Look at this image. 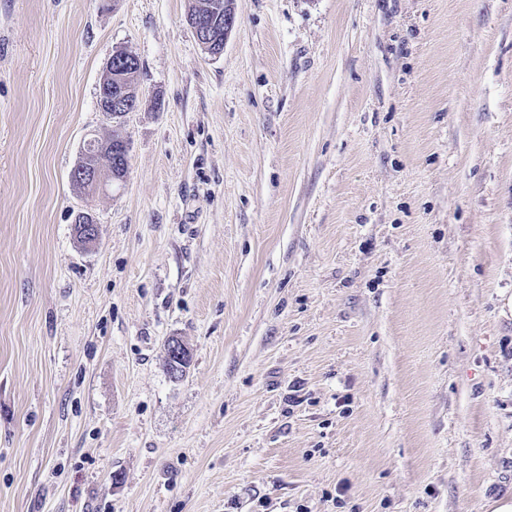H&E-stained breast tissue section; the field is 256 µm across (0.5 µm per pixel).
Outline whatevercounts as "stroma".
<instances>
[{
	"label": "stroma",
	"mask_w": 512,
	"mask_h": 512,
	"mask_svg": "<svg viewBox=\"0 0 512 512\" xmlns=\"http://www.w3.org/2000/svg\"><path fill=\"white\" fill-rule=\"evenodd\" d=\"M192 4L0 0V512H491L512 0H235L216 57ZM114 77V85H112V95L106 97L105 102L110 112L114 115L125 116L127 112H133L138 106V93L137 87L129 84L126 77L123 75H116ZM102 147L103 144L98 145L93 141H89L86 145L84 153L87 155V157L96 161V163H92L88 168L79 167V165L76 166L75 168L74 172H76L77 169H79V171L81 172V180L84 183L85 188L87 189H97L100 186H102L104 182H106L107 180L105 178V173H107L108 175L107 181L110 186L117 184L118 181L122 183L125 180V178L123 177H118L119 179L118 181H116L115 179L112 178V174L108 172L104 166H102V163L97 162L98 158L102 154ZM168 349L170 361L168 371L173 378H182L190 365L191 351L178 338H171L168 341Z\"/></svg>",
	"instance_id": "35a3bbf8"
}]
</instances>
